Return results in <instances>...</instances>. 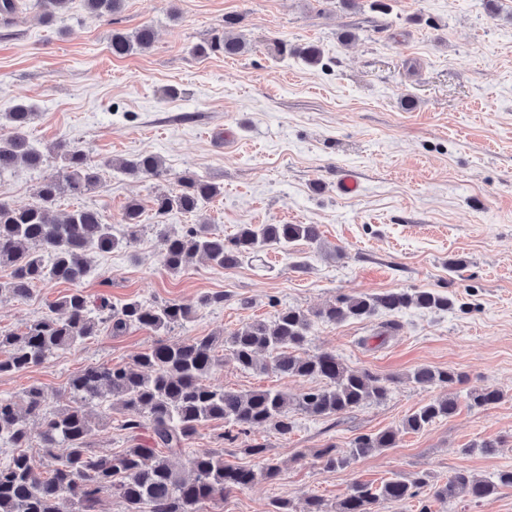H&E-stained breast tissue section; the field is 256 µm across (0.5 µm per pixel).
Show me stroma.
<instances>
[{
    "label": "stroma",
    "instance_id": "obj_1",
    "mask_svg": "<svg viewBox=\"0 0 512 512\" xmlns=\"http://www.w3.org/2000/svg\"><path fill=\"white\" fill-rule=\"evenodd\" d=\"M124 0L113 17H97L72 0L62 23H41L36 9L0 17V113L16 102L35 115L26 135L37 148L63 140L87 150L101 182L58 203L67 212L88 206L119 224L130 200L143 208L142 227L126 250L95 255L81 287L92 299L119 305L176 301L195 314L171 340L231 332L270 319L275 305L314 311L339 295L395 288L435 290L453 309L406 310L338 324L316 322L303 351H332L354 367L387 379L379 403L319 419L294 413L280 435L253 429L280 466L262 481L208 504V512H270L277 499L302 506L311 496L335 507L358 482L380 485L395 476L426 477L420 495L380 501L378 512H512V489L476 503L460 496L447 506L432 486L458 473L489 478L512 469V0ZM238 20L249 50L230 59L199 58L194 45ZM156 32L153 48L124 58L109 50L112 29L142 25ZM314 44L319 65L293 54ZM230 140L216 149L215 130ZM141 153L162 156L166 181L132 178L116 167ZM21 167L0 177V199L36 202L42 175ZM220 184L223 192L200 212H170L156 222L155 195L183 173ZM352 174L354 195L337 180ZM209 222L224 235L242 224H315L318 245L221 269L202 259L177 274L160 263L161 230ZM69 284H38L25 301L0 299V330L17 331L44 315ZM221 291V307H199ZM160 338L133 328L100 334L59 351L45 363L0 375V397L43 390L50 409L70 404L69 378L98 364H127ZM452 369L458 412L419 433L402 429L417 406L443 395L422 388L411 370ZM211 381L227 389L307 391L311 380L243 371L225 362ZM475 386L502 392L486 409L470 407ZM398 430L396 447L324 470L315 453L327 445L348 451L362 434ZM223 421L208 422L188 440L185 457L219 451L230 466H249L242 445L227 444ZM499 441L495 453L476 443Z\"/></svg>",
    "mask_w": 512,
    "mask_h": 512
}]
</instances>
